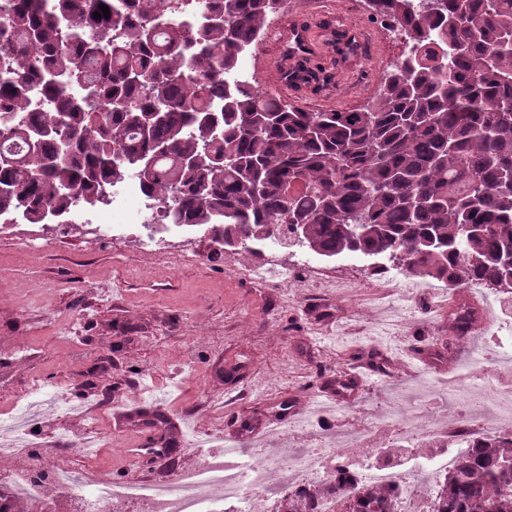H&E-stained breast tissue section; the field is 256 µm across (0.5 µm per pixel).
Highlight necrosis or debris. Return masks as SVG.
Returning <instances> with one entry per match:
<instances>
[{"label":"necrosis or debris","instance_id":"1","mask_svg":"<svg viewBox=\"0 0 512 512\" xmlns=\"http://www.w3.org/2000/svg\"><path fill=\"white\" fill-rule=\"evenodd\" d=\"M179 225L161 221L156 203L137 184L122 194H108L93 215L72 210L58 224H45L35 240L50 236L87 237L113 242L137 238L141 249L180 252L186 247L177 235ZM45 381H30L17 408L15 420L0 423V506L6 512L23 507L25 512H284L283 497L292 495L303 512H362L364 492H386L390 512H438L440 502L430 483L446 476L455 455L431 452L423 441L444 442L456 436L477 442L512 431V421L488 425L469 417L433 429L411 423L399 433L400 452L385 458L368 437L353 448H308L297 454L268 453L259 456L238 478L223 477L224 453L212 451L196 467L173 479L142 481L133 460H126L129 476L123 487L102 475L94 447L102 442L98 427L85 428L78 439L57 434L53 448L31 443L23 421L35 393ZM352 485L355 493L341 501L336 488ZM287 494H280V487Z\"/></svg>","mask_w":512,"mask_h":512}]
</instances>
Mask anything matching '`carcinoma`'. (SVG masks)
<instances>
[{"label": "carcinoma", "instance_id": "obj_1", "mask_svg": "<svg viewBox=\"0 0 512 512\" xmlns=\"http://www.w3.org/2000/svg\"><path fill=\"white\" fill-rule=\"evenodd\" d=\"M371 2L407 51L363 107L310 112L234 80L279 0H15L0 221L135 178L236 252L276 240L512 294V0ZM456 445L441 512H512V439Z\"/></svg>", "mask_w": 512, "mask_h": 512}]
</instances>
